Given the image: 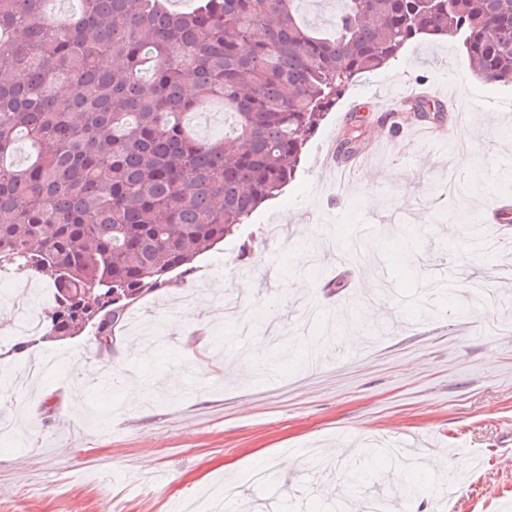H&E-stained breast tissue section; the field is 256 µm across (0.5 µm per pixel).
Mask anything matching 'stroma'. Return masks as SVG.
<instances>
[{
	"mask_svg": "<svg viewBox=\"0 0 512 512\" xmlns=\"http://www.w3.org/2000/svg\"><path fill=\"white\" fill-rule=\"evenodd\" d=\"M390 83L456 94L468 167L449 144L354 111ZM353 124L366 154L331 178L322 146ZM502 195L512 196V84L477 79L459 40L410 41L348 88L279 197L197 256L186 280L130 308L159 328L149 344L124 330L105 348L91 328L0 343L9 372L39 356L66 362L35 391L0 394V421L17 430L0 441V512H180L213 484L251 487L253 471L287 454L297 467L251 487L252 512H332L325 466L385 469L353 455L384 444L445 462L414 474L424 493L404 512L434 500L443 512H500L512 501V247L482 259L463 247L457 216L482 217ZM355 242L369 244L365 262L340 277L305 261ZM196 295L210 308L194 310ZM369 307L377 319L360 328ZM314 340L325 352L315 370ZM90 360L99 380L130 372L140 390L99 392L81 377Z\"/></svg>",
	"mask_w": 512,
	"mask_h": 512,
	"instance_id": "35a3bbf8",
	"label": "stroma"
}]
</instances>
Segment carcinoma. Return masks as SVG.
Here are the masks:
<instances>
[{"mask_svg":"<svg viewBox=\"0 0 512 512\" xmlns=\"http://www.w3.org/2000/svg\"><path fill=\"white\" fill-rule=\"evenodd\" d=\"M45 2L0 0V266L53 279L41 341L112 338L280 195L357 76L409 41L453 32L477 77L512 83V0H340L325 33L299 0H80L67 19ZM211 99L232 135L185 124Z\"/></svg>","mask_w":512,"mask_h":512,"instance_id":"carcinoma-1","label":"carcinoma"}]
</instances>
